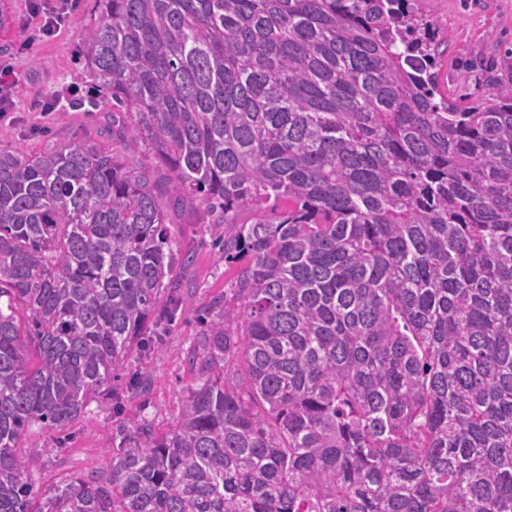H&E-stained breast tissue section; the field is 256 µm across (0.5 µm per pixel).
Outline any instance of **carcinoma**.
I'll return each mask as SVG.
<instances>
[{"label":"carcinoma","mask_w":512,"mask_h":512,"mask_svg":"<svg viewBox=\"0 0 512 512\" xmlns=\"http://www.w3.org/2000/svg\"><path fill=\"white\" fill-rule=\"evenodd\" d=\"M97 2L80 61L152 164L0 150V512H512V84L440 95L418 0ZM189 196L240 263L202 381L36 486L28 429L159 352Z\"/></svg>","instance_id":"cac0c4a2"}]
</instances>
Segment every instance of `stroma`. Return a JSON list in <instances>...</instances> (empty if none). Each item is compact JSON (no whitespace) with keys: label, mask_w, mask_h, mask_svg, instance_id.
Wrapping results in <instances>:
<instances>
[{"label":"stroma","mask_w":512,"mask_h":512,"mask_svg":"<svg viewBox=\"0 0 512 512\" xmlns=\"http://www.w3.org/2000/svg\"><path fill=\"white\" fill-rule=\"evenodd\" d=\"M7 17L0 29V65L10 66L17 88L15 105L0 117V149L32 155L50 144L88 142L111 147L112 109L94 105L95 92L78 60L79 33L98 18L95 0H73L69 22L52 37L40 35V16L30 0H0ZM422 13L442 26L448 44L436 70L442 94L452 98L485 94L486 65L499 79H512V0H420ZM60 104L43 111L47 95ZM169 231L180 252L192 262L180 276L188 287L176 319L163 331L161 355L136 354L119 370L113 395L91 402L68 431L56 434L32 429L20 441L19 458L41 459L32 482L48 487L69 476H108L103 442L122 426L148 422L154 432L172 429L180 408L200 377L188 361L203 324L217 310L216 302L234 283L238 266L219 258L210 239L209 217L198 199H186L169 213ZM147 377V395L132 392L133 375Z\"/></svg>","instance_id":"1"}]
</instances>
